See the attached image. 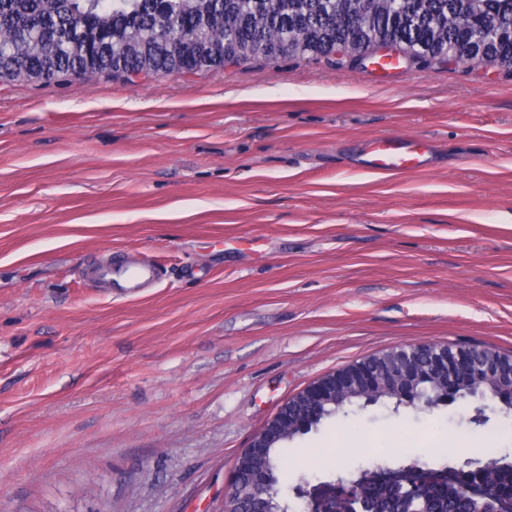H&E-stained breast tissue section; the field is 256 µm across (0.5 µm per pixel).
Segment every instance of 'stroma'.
Wrapping results in <instances>:
<instances>
[{"label": "stroma", "mask_w": 512, "mask_h": 512, "mask_svg": "<svg viewBox=\"0 0 512 512\" xmlns=\"http://www.w3.org/2000/svg\"><path fill=\"white\" fill-rule=\"evenodd\" d=\"M382 60L0 85V512H222L242 448L324 375L403 344L512 352V69ZM377 136L435 162L364 172ZM126 253L157 283L94 287ZM474 414L345 408L279 485L375 453L511 462L512 412Z\"/></svg>", "instance_id": "stroma-1"}]
</instances>
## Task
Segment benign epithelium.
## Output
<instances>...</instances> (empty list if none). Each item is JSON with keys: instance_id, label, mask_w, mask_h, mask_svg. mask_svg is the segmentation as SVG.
Instances as JSON below:
<instances>
[{"instance_id": "obj_1", "label": "benign epithelium", "mask_w": 512, "mask_h": 512, "mask_svg": "<svg viewBox=\"0 0 512 512\" xmlns=\"http://www.w3.org/2000/svg\"><path fill=\"white\" fill-rule=\"evenodd\" d=\"M427 358L429 377L442 385L434 399L424 398L416 385L424 377L421 358ZM496 383L512 393V353L491 349L451 348L437 344H409L375 354L364 361L334 371L290 397L256 433L236 459L234 475H239L242 459L256 448H265L288 435L303 433L309 423L317 420L319 407L332 404L340 407L353 392L372 397L383 390L396 389L404 405L427 407L452 405L467 399L483 402L480 383ZM365 472L350 480L342 478L312 487L293 490L300 501V512H372L374 500L361 485ZM278 479L269 472L254 499L267 504L279 498ZM477 512H512V501L486 490L473 493Z\"/></svg>"}]
</instances>
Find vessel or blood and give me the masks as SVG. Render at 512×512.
I'll return each instance as SVG.
<instances>
[{
	"label": "vessel or blood",
	"instance_id": "vessel-or-blood-1",
	"mask_svg": "<svg viewBox=\"0 0 512 512\" xmlns=\"http://www.w3.org/2000/svg\"><path fill=\"white\" fill-rule=\"evenodd\" d=\"M432 164L429 147L402 137H379L365 143L361 150V166L375 173H389L411 168H427ZM99 280L108 288L120 289L131 296L150 287L159 270L150 261L117 262L100 266Z\"/></svg>",
	"mask_w": 512,
	"mask_h": 512
}]
</instances>
